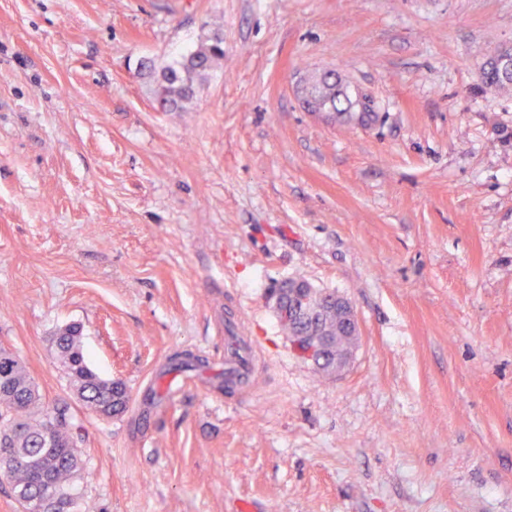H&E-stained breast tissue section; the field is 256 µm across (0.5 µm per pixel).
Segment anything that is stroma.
I'll return each instance as SVG.
<instances>
[{
  "mask_svg": "<svg viewBox=\"0 0 512 512\" xmlns=\"http://www.w3.org/2000/svg\"><path fill=\"white\" fill-rule=\"evenodd\" d=\"M214 31L223 64L159 111L139 60ZM503 46L512 0H0V346L72 426L71 512H512ZM322 69L369 126L307 110ZM296 276L356 313L336 377L266 302ZM231 317L257 357L229 393ZM69 323L122 415L71 391ZM496 54L488 57L482 66L480 81L484 86L511 92L512 73L508 69L502 71L495 61Z\"/></svg>",
  "mask_w": 512,
  "mask_h": 512,
  "instance_id": "stroma-1",
  "label": "stroma"
}]
</instances>
